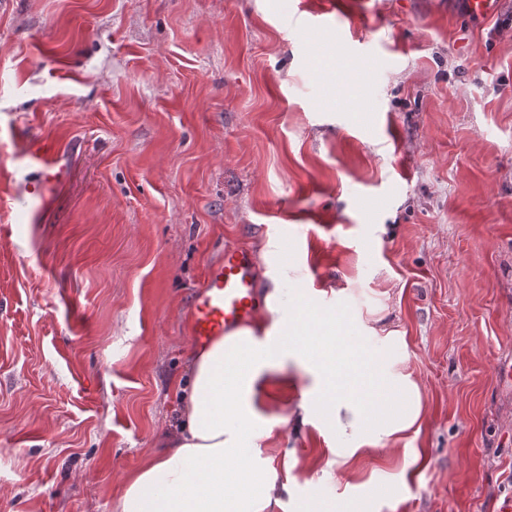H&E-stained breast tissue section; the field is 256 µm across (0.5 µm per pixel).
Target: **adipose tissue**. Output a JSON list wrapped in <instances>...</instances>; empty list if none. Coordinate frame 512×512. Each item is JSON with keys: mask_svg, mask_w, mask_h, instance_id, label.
<instances>
[{"mask_svg": "<svg viewBox=\"0 0 512 512\" xmlns=\"http://www.w3.org/2000/svg\"><path fill=\"white\" fill-rule=\"evenodd\" d=\"M406 351L404 337L373 347L362 326L312 305L289 322L231 333L194 358L172 447L128 477L116 512H273L277 475L248 458L254 435L281 424L262 408L268 376L293 365L309 377L300 421L318 418L335 432L330 469L419 427L420 386L396 368Z\"/></svg>", "mask_w": 512, "mask_h": 512, "instance_id": "ef3b65f1", "label": "adipose tissue"}]
</instances>
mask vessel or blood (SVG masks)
Returning a JSON list of instances; mask_svg holds the SVG:
<instances>
[{
    "instance_id": "obj_1",
    "label": "vessel or blood",
    "mask_w": 512,
    "mask_h": 512,
    "mask_svg": "<svg viewBox=\"0 0 512 512\" xmlns=\"http://www.w3.org/2000/svg\"><path fill=\"white\" fill-rule=\"evenodd\" d=\"M501 8V0H465L464 10L472 17L489 19ZM25 156L42 182L61 179L59 147L54 140L35 138L28 142ZM266 310L256 258L241 246H225L223 254L205 270L189 311V336L195 348L203 349L227 333L254 323Z\"/></svg>"
}]
</instances>
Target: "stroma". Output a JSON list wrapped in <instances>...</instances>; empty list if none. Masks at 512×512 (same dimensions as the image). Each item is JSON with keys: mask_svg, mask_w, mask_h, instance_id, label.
I'll return each mask as SVG.
<instances>
[{"mask_svg": "<svg viewBox=\"0 0 512 512\" xmlns=\"http://www.w3.org/2000/svg\"><path fill=\"white\" fill-rule=\"evenodd\" d=\"M300 2L0 0V512H115L234 244L263 287L405 336L423 397L417 438L325 476L335 433L287 422L309 378L270 375L275 512L512 502V0H351L334 57ZM33 136L64 147L40 196ZM464 11L478 19L495 17L501 8L502 0H464Z\"/></svg>", "mask_w": 512, "mask_h": 512, "instance_id": "stroma-1", "label": "stroma"}]
</instances>
